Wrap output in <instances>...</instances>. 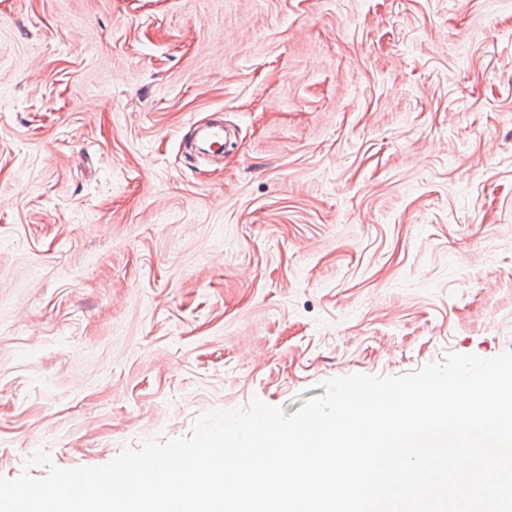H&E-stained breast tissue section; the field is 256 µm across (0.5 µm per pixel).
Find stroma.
Here are the masks:
<instances>
[{
  "mask_svg": "<svg viewBox=\"0 0 512 512\" xmlns=\"http://www.w3.org/2000/svg\"><path fill=\"white\" fill-rule=\"evenodd\" d=\"M507 351L512 0H0V476Z\"/></svg>",
  "mask_w": 512,
  "mask_h": 512,
  "instance_id": "obj_1",
  "label": "stroma"
}]
</instances>
